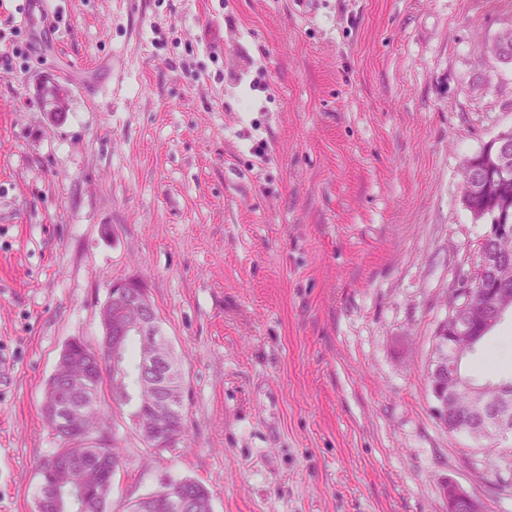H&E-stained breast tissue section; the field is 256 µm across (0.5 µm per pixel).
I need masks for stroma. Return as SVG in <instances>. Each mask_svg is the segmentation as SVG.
<instances>
[{
  "label": "stroma",
  "instance_id": "obj_1",
  "mask_svg": "<svg viewBox=\"0 0 512 512\" xmlns=\"http://www.w3.org/2000/svg\"><path fill=\"white\" fill-rule=\"evenodd\" d=\"M0 0V512H36L65 344L136 278L185 374L145 462L128 411L109 512L190 478L213 512H512L424 369L487 229L465 160L512 129V0ZM68 92L50 119L41 91ZM512 377V313L466 362ZM443 496L448 502V512L463 508L465 512H484L483 501L462 485L449 481L443 488Z\"/></svg>",
  "mask_w": 512,
  "mask_h": 512
}]
</instances>
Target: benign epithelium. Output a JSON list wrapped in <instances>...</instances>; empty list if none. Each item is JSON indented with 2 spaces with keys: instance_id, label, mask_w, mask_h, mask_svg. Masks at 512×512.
Listing matches in <instances>:
<instances>
[{
  "instance_id": "1",
  "label": "benign epithelium",
  "mask_w": 512,
  "mask_h": 512,
  "mask_svg": "<svg viewBox=\"0 0 512 512\" xmlns=\"http://www.w3.org/2000/svg\"><path fill=\"white\" fill-rule=\"evenodd\" d=\"M44 110L56 118L66 112L68 105L64 87L48 89L42 96ZM478 169L474 191L492 198L495 208L491 210L496 223L489 225L478 249L479 260L467 286L466 304L473 321L490 331L494 329L507 312L512 311V295L506 288L496 284L495 271L499 258L486 243L504 233L512 232V195L504 187L512 180V130L502 132L488 141L477 158ZM134 300L141 309L140 318L132 322L126 317L129 300ZM106 352L117 362L126 339L130 336L143 337L155 334L158 314L146 285L138 279H126L112 283L109 298L99 313ZM429 389L435 403L438 421L451 426L448 420V379L458 378L456 366L438 352H433L427 368ZM493 420L499 433L512 435V392L506 390L494 400L481 399L467 416L466 423L477 431ZM448 502V512L463 508L465 512H485L483 501L471 491L455 482H448L443 488ZM144 512H182L186 506L179 484L168 488L162 497L147 496L139 500Z\"/></svg>"
}]
</instances>
